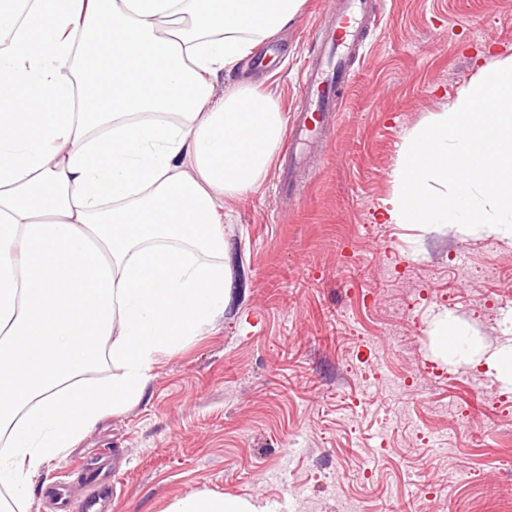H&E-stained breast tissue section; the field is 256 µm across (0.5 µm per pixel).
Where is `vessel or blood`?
I'll use <instances>...</instances> for the list:
<instances>
[{
    "label": "vessel or blood",
    "mask_w": 512,
    "mask_h": 512,
    "mask_svg": "<svg viewBox=\"0 0 512 512\" xmlns=\"http://www.w3.org/2000/svg\"><path fill=\"white\" fill-rule=\"evenodd\" d=\"M379 19L375 0H336L325 22L317 26L311 53L298 79L299 94L280 155L279 196L292 193L310 144L327 137L336 107L350 84L353 66L366 56V31L377 26ZM105 495V488L91 485L80 498H57L56 512H99Z\"/></svg>",
    "instance_id": "obj_1"
}]
</instances>
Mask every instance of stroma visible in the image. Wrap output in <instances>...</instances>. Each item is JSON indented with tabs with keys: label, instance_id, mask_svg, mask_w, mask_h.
Returning a JSON list of instances; mask_svg holds the SVG:
<instances>
[{
	"label": "stroma",
	"instance_id": "35a3bbf8",
	"mask_svg": "<svg viewBox=\"0 0 512 512\" xmlns=\"http://www.w3.org/2000/svg\"><path fill=\"white\" fill-rule=\"evenodd\" d=\"M326 0H305L214 93L246 84L282 112ZM372 48L289 202L277 165L224 205V312L158 356L140 401L44 463L83 494L115 459L110 512H166L201 491L276 512H512V386L436 351L451 318L487 349L512 337V232L386 223L401 143L494 61L512 0H384Z\"/></svg>",
	"mask_w": 512,
	"mask_h": 512
}]
</instances>
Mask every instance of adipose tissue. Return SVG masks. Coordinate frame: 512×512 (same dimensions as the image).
<instances>
[{"label": "adipose tissue", "instance_id": "1", "mask_svg": "<svg viewBox=\"0 0 512 512\" xmlns=\"http://www.w3.org/2000/svg\"><path fill=\"white\" fill-rule=\"evenodd\" d=\"M303 4L0 0V512L223 313L224 203L262 182L285 118L213 84ZM457 331L439 323L442 356L512 385V340L486 356ZM107 358L120 375L84 381ZM166 512L270 510L199 492Z\"/></svg>", "mask_w": 512, "mask_h": 512}]
</instances>
